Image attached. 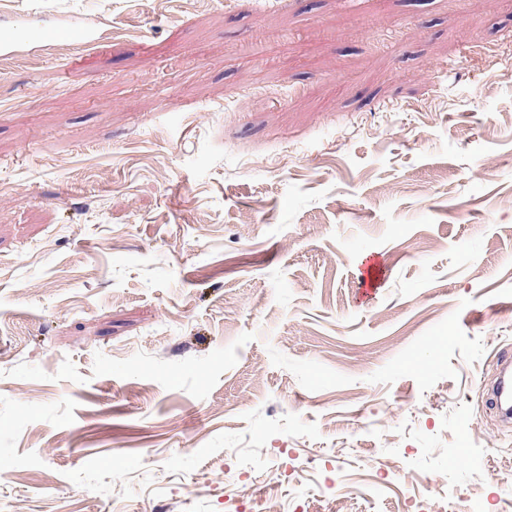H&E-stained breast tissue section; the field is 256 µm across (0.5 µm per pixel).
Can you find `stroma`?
Masks as SVG:
<instances>
[{
	"instance_id": "stroma-1",
	"label": "stroma",
	"mask_w": 512,
	"mask_h": 512,
	"mask_svg": "<svg viewBox=\"0 0 512 512\" xmlns=\"http://www.w3.org/2000/svg\"><path fill=\"white\" fill-rule=\"evenodd\" d=\"M17 24L96 38L0 61V512H512V0Z\"/></svg>"
}]
</instances>
